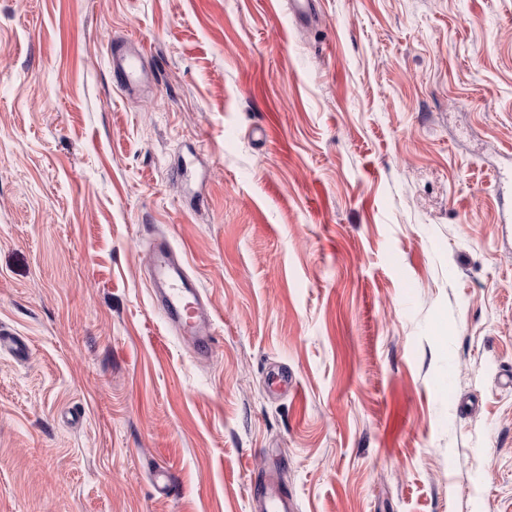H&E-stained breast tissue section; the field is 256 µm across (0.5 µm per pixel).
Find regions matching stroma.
Segmentation results:
<instances>
[{
  "mask_svg": "<svg viewBox=\"0 0 512 512\" xmlns=\"http://www.w3.org/2000/svg\"><path fill=\"white\" fill-rule=\"evenodd\" d=\"M316 5L0 0V512H512V0ZM111 67L127 91H134L147 74L144 53L133 49L131 43L112 47ZM147 265L151 279L161 286L156 303L168 324L191 341L197 353H209L215 341L212 312L203 303L199 283L187 272L182 253L167 240L154 239ZM268 508L266 512H289L292 508L291 497L285 488L273 477L261 487Z\"/></svg>",
  "mask_w": 512,
  "mask_h": 512,
  "instance_id": "1",
  "label": "stroma"
}]
</instances>
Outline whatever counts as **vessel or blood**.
Masks as SVG:
<instances>
[{
  "label": "vessel or blood",
  "mask_w": 512,
  "mask_h": 512,
  "mask_svg": "<svg viewBox=\"0 0 512 512\" xmlns=\"http://www.w3.org/2000/svg\"><path fill=\"white\" fill-rule=\"evenodd\" d=\"M111 67L113 75L129 91L135 90L147 74L143 52L128 43L113 47ZM147 265L152 280L161 287L156 303L168 324L191 341L197 353H209L215 341L212 313L202 300L197 280L187 272L182 253L167 240H153L149 245ZM261 492L267 512H290L291 498L275 479H268Z\"/></svg>",
  "instance_id": "b4317fda"
}]
</instances>
